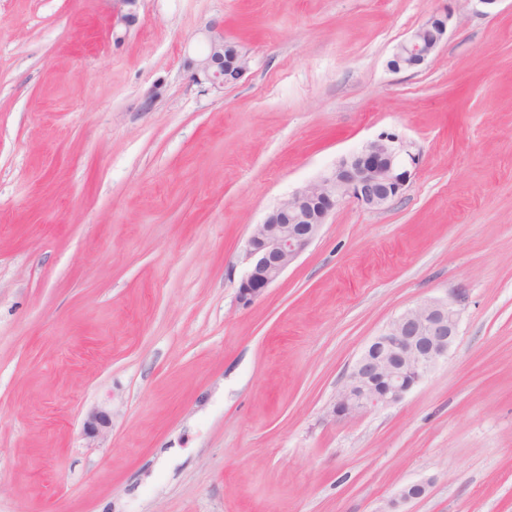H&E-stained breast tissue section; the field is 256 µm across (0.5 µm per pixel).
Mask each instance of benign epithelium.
Segmentation results:
<instances>
[{
  "instance_id": "benign-epithelium-1",
  "label": "benign epithelium",
  "mask_w": 512,
  "mask_h": 512,
  "mask_svg": "<svg viewBox=\"0 0 512 512\" xmlns=\"http://www.w3.org/2000/svg\"><path fill=\"white\" fill-rule=\"evenodd\" d=\"M450 14L430 15L393 49L390 68L399 72L423 64L447 37ZM206 49L194 61L193 77L214 88L238 81L249 69L250 57L224 36V24L205 27ZM414 145L397 136H383L341 159L316 181L284 198L253 229L246 242L250 266L240 281L238 303L248 307L260 299L301 253L319 236L328 216L340 205L355 202L369 210H384L402 197L415 164ZM459 311L456 301L425 300L390 320L355 361L336 391L326 417L335 421L361 416L400 402L448 354L456 342ZM112 411H91L84 431L90 438L105 435ZM423 483L401 486L396 496L421 497Z\"/></svg>"
}]
</instances>
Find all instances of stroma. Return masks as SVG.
Wrapping results in <instances>:
<instances>
[{"instance_id": "35a3bbf8", "label": "stroma", "mask_w": 512, "mask_h": 512, "mask_svg": "<svg viewBox=\"0 0 512 512\" xmlns=\"http://www.w3.org/2000/svg\"><path fill=\"white\" fill-rule=\"evenodd\" d=\"M121 8L0 0V512H512V0ZM213 20L251 57L221 89L190 66ZM385 135L420 153L402 197L342 204L241 306L255 225ZM451 295L419 385L326 418L391 319ZM450 17L448 12L430 15L409 37L394 47L390 68L395 72L409 70L435 54L447 37ZM112 425V412L106 408L94 409L91 411L85 422L84 431L90 438L104 436Z\"/></svg>"}]
</instances>
